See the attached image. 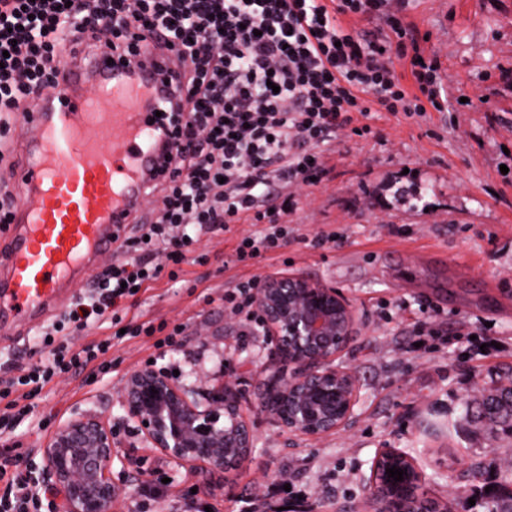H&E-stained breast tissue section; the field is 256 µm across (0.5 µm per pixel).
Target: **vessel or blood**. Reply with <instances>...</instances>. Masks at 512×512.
I'll use <instances>...</instances> for the list:
<instances>
[{"instance_id": "vessel-or-blood-1", "label": "vessel or blood", "mask_w": 512, "mask_h": 512, "mask_svg": "<svg viewBox=\"0 0 512 512\" xmlns=\"http://www.w3.org/2000/svg\"><path fill=\"white\" fill-rule=\"evenodd\" d=\"M63 55L66 78L51 97L31 102L20 157L5 166L19 197L0 300L17 320L50 309L94 253L115 245L133 222L163 163L155 116L173 111L179 92L167 54L150 47L131 70L87 49L76 32Z\"/></svg>"}]
</instances>
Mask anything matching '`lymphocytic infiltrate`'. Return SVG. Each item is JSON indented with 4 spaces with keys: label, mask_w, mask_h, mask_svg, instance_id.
I'll list each match as a JSON object with an SVG mask.
<instances>
[{
    "label": "lymphocytic infiltrate",
    "mask_w": 512,
    "mask_h": 512,
    "mask_svg": "<svg viewBox=\"0 0 512 512\" xmlns=\"http://www.w3.org/2000/svg\"><path fill=\"white\" fill-rule=\"evenodd\" d=\"M401 8L402 0H0V52L9 53L0 62V138L41 87L65 77L61 48L74 28L90 49L122 57L143 42L174 50L183 88L164 128L174 165L153 187L161 208L47 328L36 359L0 380L7 411L28 415L56 375L106 362L111 338L76 349L68 334L124 323L136 289L183 264L203 235L255 225L230 256L242 267L279 249L300 191L330 174L327 145L370 119L373 107L409 117L447 108L438 60L402 22ZM345 16L385 19L396 43L342 25ZM105 28L111 38H102ZM397 57L408 60L413 88L397 76ZM21 461L0 448V478L15 489L0 498V512H29Z\"/></svg>",
    "instance_id": "lymphocytic-infiltrate-1"
}]
</instances>
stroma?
Here are the masks:
<instances>
[{"mask_svg": "<svg viewBox=\"0 0 512 512\" xmlns=\"http://www.w3.org/2000/svg\"><path fill=\"white\" fill-rule=\"evenodd\" d=\"M402 16L437 56L449 98L464 93L471 103L421 118L381 111L370 133L337 142L328 181L300 198L288 244L270 259L227 265L246 224L203 237L205 262L161 276L127 311L138 322L183 326L174 345L113 338L108 321L76 336L79 346L112 337V370L56 378L34 417L0 428V438L21 443L27 476H36L56 425L95 411L109 416L117 441L111 512H324L359 501L373 459L388 448L415 461L425 492L443 504L461 494L472 461L487 466L479 489L500 484L512 436H490L464 408L512 380V0H405ZM321 232L333 242L312 247ZM407 249L417 263L405 262ZM112 261V252H97L55 311L0 327V378L19 374L42 331ZM281 274L341 289L362 317L342 355L360 383L355 417L318 439L288 433L256 409L258 386L280 363L259 318L243 325L224 308L239 281ZM148 366L174 374L198 399L223 383L239 392L255 444L236 470L203 489L142 439L121 390Z\"/></svg>", "mask_w": 512, "mask_h": 512, "instance_id": "1", "label": "stroma"}]
</instances>
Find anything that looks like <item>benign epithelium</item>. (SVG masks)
Returning a JSON list of instances; mask_svg holds the SVG:
<instances>
[{
    "label": "benign epithelium",
    "mask_w": 512,
    "mask_h": 512,
    "mask_svg": "<svg viewBox=\"0 0 512 512\" xmlns=\"http://www.w3.org/2000/svg\"><path fill=\"white\" fill-rule=\"evenodd\" d=\"M255 303L274 342V354L288 370L264 381L257 409L294 435L319 438L349 425L355 416L359 383L338 363L355 339L361 316L339 289L304 276L266 278ZM158 394L151 395V390ZM122 405L142 438L168 459L190 467L202 480L237 467L254 446L253 425L229 386L201 402L189 390L153 368L137 369L124 380ZM117 457L112 425L97 412L82 413L59 425L44 448L38 481L55 491L58 512H105L118 495L112 482ZM415 467L405 453L378 456L364 497L336 512H417L424 499L420 480L396 481L386 469Z\"/></svg>",
    "instance_id": "obj_1"
}]
</instances>
